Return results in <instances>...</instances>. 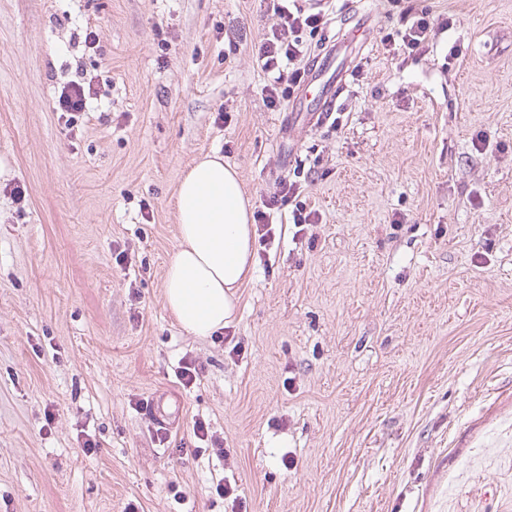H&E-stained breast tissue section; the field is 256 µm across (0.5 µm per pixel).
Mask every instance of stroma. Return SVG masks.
<instances>
[{"mask_svg":"<svg viewBox=\"0 0 512 512\" xmlns=\"http://www.w3.org/2000/svg\"><path fill=\"white\" fill-rule=\"evenodd\" d=\"M360 2L333 127L268 106L269 0H0V512H512V0H326L309 57ZM425 9L448 26L389 53ZM79 68L102 97L70 130ZM212 152L320 218L273 224L198 338L163 284Z\"/></svg>","mask_w":512,"mask_h":512,"instance_id":"1","label":"stroma"}]
</instances>
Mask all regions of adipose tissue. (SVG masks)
Here are the masks:
<instances>
[{"instance_id": "obj_1", "label": "adipose tissue", "mask_w": 512, "mask_h": 512, "mask_svg": "<svg viewBox=\"0 0 512 512\" xmlns=\"http://www.w3.org/2000/svg\"><path fill=\"white\" fill-rule=\"evenodd\" d=\"M179 245L164 280L166 306L180 327L209 336L233 318L237 290L252 273V204L221 156L199 157L177 188Z\"/></svg>"}]
</instances>
